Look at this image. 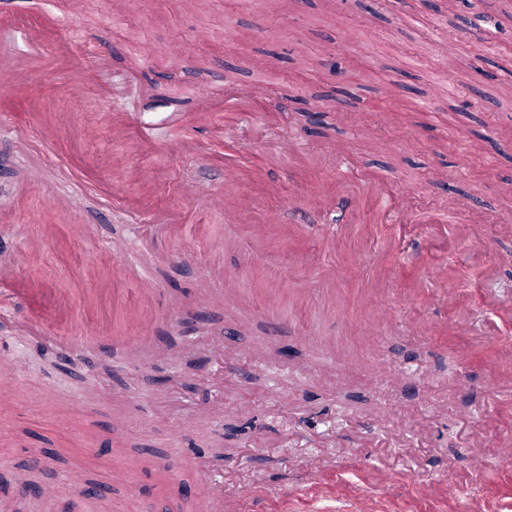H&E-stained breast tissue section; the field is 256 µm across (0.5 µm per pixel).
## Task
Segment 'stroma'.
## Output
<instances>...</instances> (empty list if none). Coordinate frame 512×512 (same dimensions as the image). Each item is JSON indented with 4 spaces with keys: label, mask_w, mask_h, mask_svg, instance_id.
<instances>
[{
    "label": "stroma",
    "mask_w": 512,
    "mask_h": 512,
    "mask_svg": "<svg viewBox=\"0 0 512 512\" xmlns=\"http://www.w3.org/2000/svg\"><path fill=\"white\" fill-rule=\"evenodd\" d=\"M504 0L447 11L441 0H0L25 29L66 36L84 63L82 108L55 69L0 93V346L18 361L13 407L0 415V512H196L201 483L223 489L224 512L258 490L262 512H349L309 478L342 487L387 477L376 512H466L482 501L512 512V399L488 379L512 374V22ZM345 59L344 74L328 64ZM478 59L481 73L465 66ZM47 102L30 108L32 93ZM238 95L234 110L222 106ZM216 109L200 115L201 100ZM94 126V139L78 129ZM335 145L361 169L402 190L395 216L373 221V249L341 233L339 208L288 211L283 196L314 198L336 179V158L310 167L293 153ZM241 150L256 177L243 187L257 216L274 213L269 244L252 253L243 229L207 201L223 194L224 155ZM149 168L155 181L139 182ZM40 171L41 182L30 175ZM194 183L195 199L180 197ZM77 195L59 230L47 197ZM57 226L42 255L26 239ZM191 258L176 259L181 247ZM138 266L165 315L143 358L105 350L126 325L133 283L113 287L111 263ZM446 265L448 299L424 287ZM249 306L225 304V276ZM379 280L389 327L369 344L351 335L328 287L359 301ZM283 291L267 314L265 289ZM71 298L67 319L51 300ZM49 318L87 328L100 346L70 360L19 323ZM412 320L431 335H409ZM336 342L319 348L301 330ZM365 363L338 385L337 362ZM50 408L31 406L29 392ZM486 445L475 473L468 445ZM137 459L132 486L110 480L119 457ZM83 471L78 487L66 473ZM437 482L417 500L414 482ZM59 486L56 498L29 485Z\"/></svg>",
    "instance_id": "obj_1"
}]
</instances>
